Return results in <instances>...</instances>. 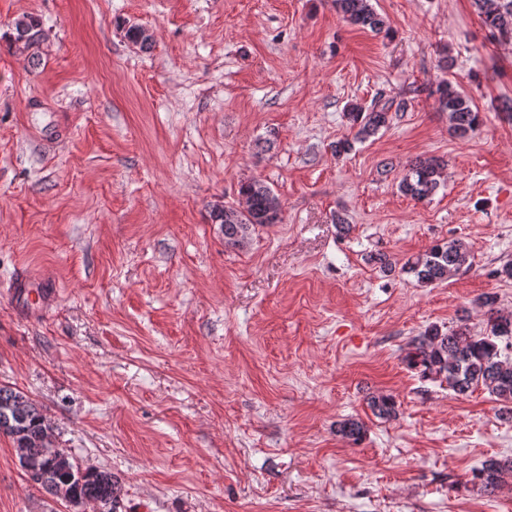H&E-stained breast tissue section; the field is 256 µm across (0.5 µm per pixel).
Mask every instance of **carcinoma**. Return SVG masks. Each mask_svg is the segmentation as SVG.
Masks as SVG:
<instances>
[{"mask_svg": "<svg viewBox=\"0 0 512 512\" xmlns=\"http://www.w3.org/2000/svg\"><path fill=\"white\" fill-rule=\"evenodd\" d=\"M482 23L498 40L512 41V0H473ZM336 13L362 29L380 34L387 22L374 9L370 0H334ZM14 37L24 35L29 49L39 48V23L24 16L14 23ZM442 108L448 112L450 127L456 136L466 137L481 122L480 112L473 109L467 96L444 82L437 86ZM352 125L358 127L356 138L363 141L387 128L391 122L388 108L373 105L364 108L351 105L348 112ZM445 182L444 165L433 158L418 159L399 182V191L415 200L433 196ZM249 208L241 211L232 205H213L210 217L224 231V245L243 244L258 226L277 224L282 219L279 198L262 180L253 179L241 185ZM472 268L469 246L461 239L439 241L424 252L407 260L403 272L413 276L422 286L444 282L457 272ZM498 297L484 294L476 303L485 309L487 327L484 333L472 334L467 326L448 332L433 325L412 338L402 357L408 368L420 377L448 384L455 395H465L476 388L488 392L512 416V313L497 308ZM373 413L382 419L397 415L396 400L388 395L370 400ZM338 431L353 443L365 433L364 424L347 419ZM0 434L10 437L20 467L25 474L38 470L39 485L46 493L70 504L81 505L86 512H102L112 503L116 512L120 487L112 473L77 464L73 457L54 444V429L42 408L30 397L9 386L0 385ZM512 478V459H487L473 477V486L485 494L500 490Z\"/></svg>", "mask_w": 512, "mask_h": 512, "instance_id": "carcinoma-1", "label": "carcinoma"}]
</instances>
